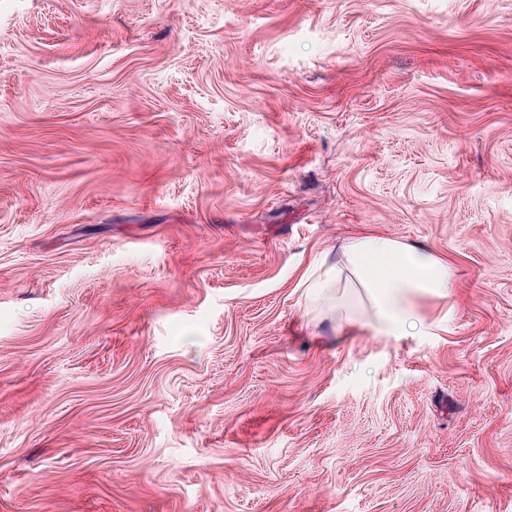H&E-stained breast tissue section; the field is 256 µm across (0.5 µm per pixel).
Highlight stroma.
<instances>
[{
	"mask_svg": "<svg viewBox=\"0 0 512 512\" xmlns=\"http://www.w3.org/2000/svg\"><path fill=\"white\" fill-rule=\"evenodd\" d=\"M0 512H512V0H0ZM339 261L323 255L299 288L334 329L370 327L379 336L448 335V308L429 319L424 308L448 298L456 279L448 259L397 239L360 234L337 247Z\"/></svg>",
	"mask_w": 512,
	"mask_h": 512,
	"instance_id": "1",
	"label": "stroma"
}]
</instances>
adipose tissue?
<instances>
[{
    "instance_id": "adipose-tissue-1",
    "label": "adipose tissue",
    "mask_w": 512,
    "mask_h": 512,
    "mask_svg": "<svg viewBox=\"0 0 512 512\" xmlns=\"http://www.w3.org/2000/svg\"><path fill=\"white\" fill-rule=\"evenodd\" d=\"M338 261L321 257L299 285L330 325L344 332L370 327L379 336L448 333L449 312L427 318L428 303L447 299L454 265L430 249L397 239L360 234L338 246Z\"/></svg>"
}]
</instances>
